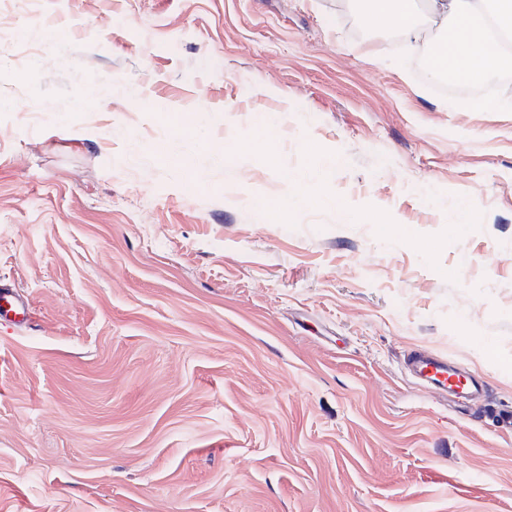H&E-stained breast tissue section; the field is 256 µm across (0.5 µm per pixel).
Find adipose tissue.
<instances>
[{
    "mask_svg": "<svg viewBox=\"0 0 512 512\" xmlns=\"http://www.w3.org/2000/svg\"><path fill=\"white\" fill-rule=\"evenodd\" d=\"M495 5L500 19L512 24V0H429L432 21L447 26L450 40L440 43L430 55L434 74H452L467 81H477L478 72L470 62L481 57L483 69L492 70L500 59L493 49L486 29L475 19V2ZM361 20L368 26H382L407 34L414 33L420 19L413 8V0H360Z\"/></svg>",
    "mask_w": 512,
    "mask_h": 512,
    "instance_id": "adipose-tissue-1",
    "label": "adipose tissue"
}]
</instances>
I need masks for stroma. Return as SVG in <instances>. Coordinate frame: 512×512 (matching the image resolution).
Here are the masks:
<instances>
[{
  "instance_id": "stroma-1",
  "label": "stroma",
  "mask_w": 512,
  "mask_h": 512,
  "mask_svg": "<svg viewBox=\"0 0 512 512\" xmlns=\"http://www.w3.org/2000/svg\"><path fill=\"white\" fill-rule=\"evenodd\" d=\"M19 23L59 48L0 28V512H512V82L436 94L431 25L350 0ZM361 20L374 27L380 25L388 29L411 34L419 26L420 19L413 8V0H360ZM0 316L13 317L17 322H26L30 317V305L27 300L10 292H0ZM409 366L428 387L433 389L446 393H455L460 389H471L470 378L469 380L466 379L448 366V362L439 355L431 353L416 354L409 359Z\"/></svg>"
}]
</instances>
